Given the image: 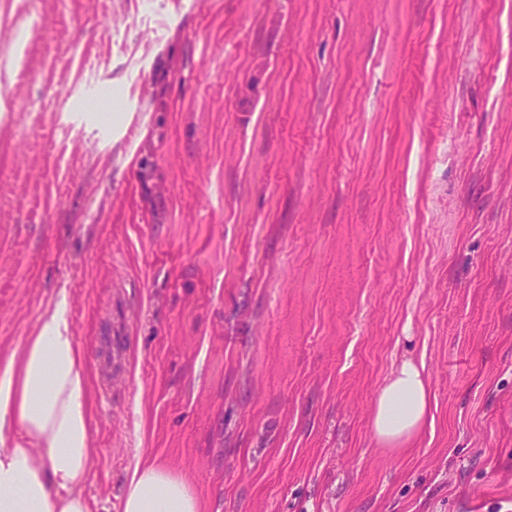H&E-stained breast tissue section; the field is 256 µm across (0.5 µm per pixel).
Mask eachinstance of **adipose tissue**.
<instances>
[{
    "instance_id": "ef3b65f1",
    "label": "adipose tissue",
    "mask_w": 512,
    "mask_h": 512,
    "mask_svg": "<svg viewBox=\"0 0 512 512\" xmlns=\"http://www.w3.org/2000/svg\"><path fill=\"white\" fill-rule=\"evenodd\" d=\"M87 381L66 300L39 319L19 363L0 368V512H90ZM430 415L422 365L401 360L380 388L372 429L381 448L410 445ZM123 512H200L190 484L160 464L136 466Z\"/></svg>"
}]
</instances>
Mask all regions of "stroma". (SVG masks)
I'll return each instance as SVG.
<instances>
[{
    "label": "stroma",
    "mask_w": 512,
    "mask_h": 512,
    "mask_svg": "<svg viewBox=\"0 0 512 512\" xmlns=\"http://www.w3.org/2000/svg\"><path fill=\"white\" fill-rule=\"evenodd\" d=\"M62 297L92 512H512V0H0V366ZM127 356L126 344H118L113 341L112 335H107L102 345L96 347L94 361L103 367L108 376H112L113 370H120ZM430 415V386L424 367L404 358L380 388L372 413L377 443L390 452L410 445ZM123 512H200L190 484L167 466L136 465L127 483Z\"/></svg>",
    "instance_id": "1"
}]
</instances>
